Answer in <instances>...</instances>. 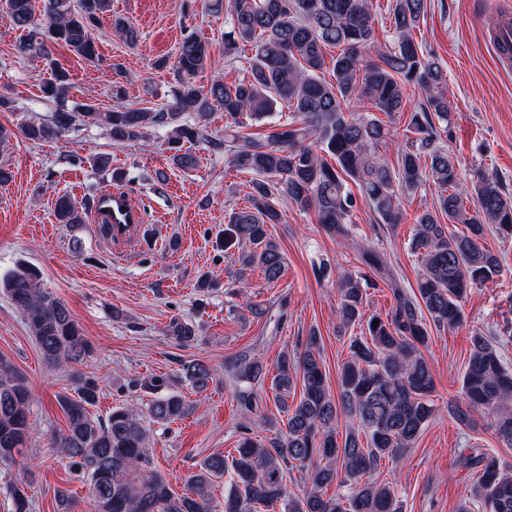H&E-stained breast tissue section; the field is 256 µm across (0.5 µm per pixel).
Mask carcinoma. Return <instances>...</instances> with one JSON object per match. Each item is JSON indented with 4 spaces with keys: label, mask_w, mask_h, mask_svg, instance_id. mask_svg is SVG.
<instances>
[{
    "label": "carcinoma",
    "mask_w": 512,
    "mask_h": 512,
    "mask_svg": "<svg viewBox=\"0 0 512 512\" xmlns=\"http://www.w3.org/2000/svg\"><path fill=\"white\" fill-rule=\"evenodd\" d=\"M111 2L6 0L13 25L23 32L18 53L48 59L50 44L61 42L86 60L97 59L94 29ZM393 2L392 46L368 61L364 51L375 38L369 0H207L208 11L224 14L229 25L224 53L240 43L251 45L247 77L197 86L195 77L211 65V52L191 33L178 47V81L167 107L118 106L100 112L83 103L18 126L33 143L57 140L89 120L106 128L116 143L144 139L148 129L163 127L169 160L181 169L197 164L187 143L224 152L229 167L253 175L250 205L233 210L224 229V242L244 245L238 258L240 282L254 267L270 283L282 277L285 257L268 231V225L281 220V202L314 208L327 233L344 237L358 202L383 223L397 224L403 196L427 182L437 189L433 210L417 217L410 240L420 261L417 293L393 289L394 304L382 316L364 309L363 276L337 277L341 328L360 324L365 331L351 342L339 395L334 398L328 390L318 336L312 332L304 350L282 353L272 377L275 402L286 414L284 428L267 441L242 432L231 459L207 457L184 479V492L171 491L148 452L145 423L167 427L194 410L181 395L168 392L170 378L135 381L133 387L149 396L148 402L115 406L103 420L89 411L99 397L98 381L74 373L77 396L58 399L67 428L55 443L87 478L95 512H268L277 505L282 512H403L398 488L375 475L385 462H399L414 447L436 412L433 374L421 353L430 337L426 319L438 328H461L468 288L499 275L501 260L484 240L491 228L512 239V196L500 189L498 179L484 178L473 186L475 210L466 209L458 191V161L438 143L435 125L454 111L447 75L413 38L425 16V0ZM329 46L340 52L331 60L328 80L322 71ZM411 87L424 103L409 117L405 131L412 137L393 166L378 156L379 147L391 140L390 129L376 116L356 118L352 111L365 107L392 116L403 111ZM70 89L69 72L53 64L42 92L64 102ZM282 102L292 112L290 120L263 138L242 132L241 117L260 123ZM218 108L226 117L222 137L206 125ZM186 114L194 115L193 122L184 120ZM56 217L61 224L82 223L69 196L58 199ZM452 224H463L466 231L456 233ZM361 262L373 272L388 270L387 256L378 250H364ZM0 292L21 312L48 363L71 366L90 353L77 321L41 286L36 268L21 264L6 273ZM168 333L184 347L199 340V327L179 317L171 319ZM234 370L241 383L239 404L251 413L258 398L255 386L264 382L267 370L257 358L240 361ZM182 371L199 390L215 378L214 370L200 361L183 365ZM298 383L300 400L290 404ZM461 390L464 404L448 407L451 418L468 427L472 412L482 411L493 418L498 439L512 447V374L497 346L479 332L470 336ZM30 403L25 379L0 358V464L15 463L27 448ZM463 460L478 468L471 497L486 512H512V466L494 457ZM294 468L304 484L299 494L288 492L286 484V471ZM228 471L234 478L219 510L210 487Z\"/></svg>",
    "instance_id": "carcinoma-1"
}]
</instances>
